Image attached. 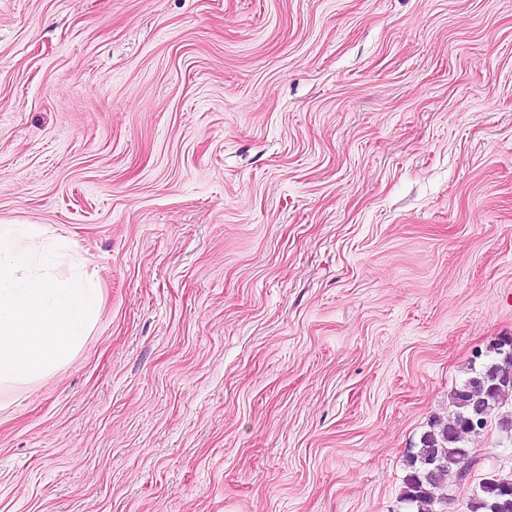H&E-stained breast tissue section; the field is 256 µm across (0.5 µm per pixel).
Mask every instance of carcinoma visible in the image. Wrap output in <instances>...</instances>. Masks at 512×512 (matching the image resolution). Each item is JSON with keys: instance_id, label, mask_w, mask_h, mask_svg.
Segmentation results:
<instances>
[{"instance_id": "carcinoma-1", "label": "carcinoma", "mask_w": 512, "mask_h": 512, "mask_svg": "<svg viewBox=\"0 0 512 512\" xmlns=\"http://www.w3.org/2000/svg\"><path fill=\"white\" fill-rule=\"evenodd\" d=\"M512 397V356L470 365L468 377L450 395L448 422L435 419L406 462L399 500L407 512H438L433 490L447 482L466 484L479 459L467 446L478 435L472 425L489 420ZM470 512H512V476L491 474L478 483Z\"/></svg>"}]
</instances>
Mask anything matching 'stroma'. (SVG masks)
<instances>
[{
    "label": "stroma",
    "instance_id": "35a3bbf8",
    "mask_svg": "<svg viewBox=\"0 0 512 512\" xmlns=\"http://www.w3.org/2000/svg\"><path fill=\"white\" fill-rule=\"evenodd\" d=\"M1 224L101 303L0 512H402L512 336V0H0Z\"/></svg>",
    "mask_w": 512,
    "mask_h": 512
}]
</instances>
